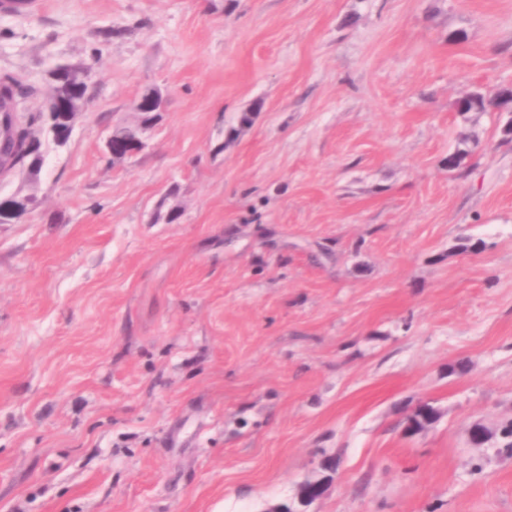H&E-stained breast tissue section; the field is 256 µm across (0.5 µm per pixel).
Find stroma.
<instances>
[{
    "label": "stroma",
    "mask_w": 512,
    "mask_h": 512,
    "mask_svg": "<svg viewBox=\"0 0 512 512\" xmlns=\"http://www.w3.org/2000/svg\"><path fill=\"white\" fill-rule=\"evenodd\" d=\"M62 65L87 110L0 178L37 197L0 224V512H265L326 457L308 512H512L470 442L512 422V142L456 110L512 87V0L0 10L31 111Z\"/></svg>",
    "instance_id": "1"
}]
</instances>
